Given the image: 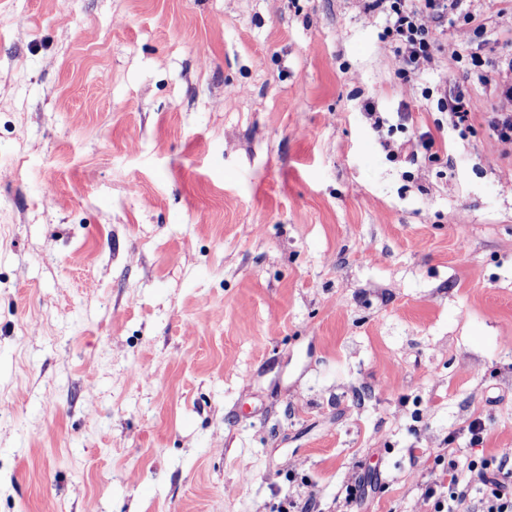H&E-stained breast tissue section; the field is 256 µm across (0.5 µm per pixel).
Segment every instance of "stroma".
<instances>
[{
    "instance_id": "obj_1",
    "label": "stroma",
    "mask_w": 512,
    "mask_h": 512,
    "mask_svg": "<svg viewBox=\"0 0 512 512\" xmlns=\"http://www.w3.org/2000/svg\"><path fill=\"white\" fill-rule=\"evenodd\" d=\"M468 13L407 82L360 0H0V512H429L512 448V6ZM500 112H495L494 135L500 142L512 140V85H497ZM442 109L451 112L458 120L459 124H465L472 109V102L466 90L458 86L449 96L445 94L439 101Z\"/></svg>"
}]
</instances>
